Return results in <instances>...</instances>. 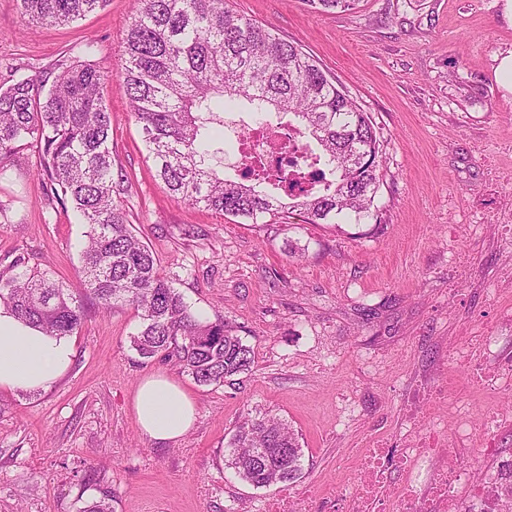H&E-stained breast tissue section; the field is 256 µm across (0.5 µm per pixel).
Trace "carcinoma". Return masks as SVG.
I'll use <instances>...</instances> for the list:
<instances>
[{
    "instance_id": "carcinoma-1",
    "label": "carcinoma",
    "mask_w": 512,
    "mask_h": 512,
    "mask_svg": "<svg viewBox=\"0 0 512 512\" xmlns=\"http://www.w3.org/2000/svg\"><path fill=\"white\" fill-rule=\"evenodd\" d=\"M331 13L359 0H304ZM107 0H20L35 26H68L104 9ZM121 42L120 89L141 124L155 176L175 198L225 216L264 224L297 208L306 224H368L380 186V136L368 113L295 41L228 9L225 0H134ZM107 74L77 56L56 64L52 83L18 78L0 86V163L37 149L34 177L87 226L79 286L51 279L18 259L0 272V302L24 322L69 336L85 318L84 300L103 312L133 307L140 318L132 347L174 362L200 386L218 385L254 364L234 327L195 313L158 271L153 250L134 234L116 197L126 171L112 155L103 96ZM226 112L288 117L305 141L311 184L243 153L240 177L219 170L224 149L209 151L210 128ZM228 463L255 487L291 482L303 470L299 435L274 417L244 419L228 443ZM512 512V460L493 486Z\"/></svg>"
}]
</instances>
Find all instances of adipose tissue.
Returning a JSON list of instances; mask_svg holds the SVG:
<instances>
[{"label":"adipose tissue","instance_id":"obj_1","mask_svg":"<svg viewBox=\"0 0 512 512\" xmlns=\"http://www.w3.org/2000/svg\"><path fill=\"white\" fill-rule=\"evenodd\" d=\"M74 343L22 321L0 304V393H37L49 389L69 369ZM141 434L154 441H177L194 426L196 402L173 377L146 376L131 396Z\"/></svg>","mask_w":512,"mask_h":512}]
</instances>
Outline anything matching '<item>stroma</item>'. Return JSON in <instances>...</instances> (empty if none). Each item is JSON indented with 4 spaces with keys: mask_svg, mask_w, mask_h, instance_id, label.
<instances>
[{
    "mask_svg": "<svg viewBox=\"0 0 512 512\" xmlns=\"http://www.w3.org/2000/svg\"><path fill=\"white\" fill-rule=\"evenodd\" d=\"M227 2L297 41L372 116L385 174L378 220L243 224L175 199L119 90L133 0L56 28L0 0V86L51 79L71 53L108 72L112 151L136 234L192 308L236 327L255 360L233 381L200 386L171 362H142L133 308L88 307L52 388L0 394V512H82L106 494L113 512H352L365 449L396 451L429 432L475 471L474 486L455 492L475 506L512 457V422L486 425L512 408V389L488 388L456 358L465 340L485 339V373L512 365V100L493 78L512 27L498 0H360L330 14L304 0ZM37 161L28 147L0 168V270L23 255L73 285L86 226L49 201ZM152 372L177 376L196 401L178 441L139 432L130 399ZM445 384L471 411V441L458 443L446 405L411 412L417 388ZM262 417L298 433L297 480L256 488L228 467L237 423Z\"/></svg>",
    "mask_w": 512,
    "mask_h": 512,
    "instance_id": "35a3bbf8",
    "label": "stroma"
}]
</instances>
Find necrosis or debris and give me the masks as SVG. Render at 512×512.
<instances>
[{
	"label": "necrosis or debris",
	"mask_w": 512,
	"mask_h": 512,
	"mask_svg": "<svg viewBox=\"0 0 512 512\" xmlns=\"http://www.w3.org/2000/svg\"><path fill=\"white\" fill-rule=\"evenodd\" d=\"M446 444L415 435L399 454L378 444L363 454L355 512H467L454 495L470 469L449 465Z\"/></svg>",
	"instance_id": "obj_1"
}]
</instances>
